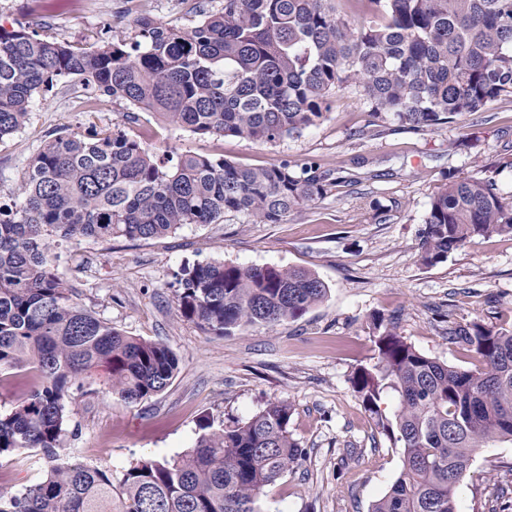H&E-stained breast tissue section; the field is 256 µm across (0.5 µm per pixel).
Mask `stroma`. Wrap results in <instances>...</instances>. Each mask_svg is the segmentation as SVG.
I'll list each match as a JSON object with an SVG mask.
<instances>
[{
	"label": "stroma",
	"instance_id": "1",
	"mask_svg": "<svg viewBox=\"0 0 512 512\" xmlns=\"http://www.w3.org/2000/svg\"><path fill=\"white\" fill-rule=\"evenodd\" d=\"M224 0H145L144 12L182 27ZM38 15L36 31L72 43L131 33L129 0H0V25ZM59 79L35 95L19 133L0 141V203L14 200L31 157L58 135L90 125L122 130L168 158L218 155L246 167L314 162L336 175L316 203L281 223L237 214L219 224H187L165 237L66 243L54 251L58 273L77 288L75 302L130 336L166 344L178 357L171 384L137 404L113 396L107 367L76 381L66 400L64 446L85 463L121 476L141 459L171 460L193 448L203 424L246 420L267 403L294 407L290 431L306 456L259 503L260 512H369L402 469L393 447L365 412L350 379L374 363L373 317L399 315L398 332L420 352L471 369L476 358L449 344V324L479 321L512 331V235L478 237L440 264H422L420 232L429 202L448 175L493 178L512 200V95L430 130L377 120L358 87L333 93L330 109L301 135L266 144L197 135L109 101L94 117ZM354 176L341 181V172ZM219 260L304 268L327 285L325 298L275 328L210 334L183 319L176 293L184 270ZM36 386L31 368L0 371V413ZM46 472L37 455L0 457V492L19 493ZM458 512H512V442L488 443L455 493Z\"/></svg>",
	"mask_w": 512,
	"mask_h": 512
}]
</instances>
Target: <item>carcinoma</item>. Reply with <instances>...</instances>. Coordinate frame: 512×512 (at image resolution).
Wrapping results in <instances>:
<instances>
[{
  "label": "carcinoma",
  "instance_id": "obj_1",
  "mask_svg": "<svg viewBox=\"0 0 512 512\" xmlns=\"http://www.w3.org/2000/svg\"><path fill=\"white\" fill-rule=\"evenodd\" d=\"M357 18L354 26L340 15ZM76 77L199 135L276 143L316 125L331 94L355 83L370 115L435 128L512 94V0H224L191 27L142 15L117 42L72 45L0 27V140L23 129L36 94ZM331 172L287 161L248 168L186 153L173 165L111 128L46 142L19 194L0 205V370L32 365L41 384L0 415V456L33 450L46 476L0 512H258L304 451L293 407L275 400L246 422L200 435L185 455L112 471L70 458L62 441L71 386L99 364L112 394L136 404L164 391L178 367L165 344L128 336L79 307L52 264L61 241L148 240L185 224L241 214L278 224L325 197ZM421 230V261L441 263L476 237L512 234V202L491 180L448 181ZM327 286L297 268L198 264L180 280L181 317L217 336L274 328L320 302ZM377 361L351 384L376 425L403 448V467L370 512H457L455 493L479 449L512 441V331L448 328L481 361L461 369L425 355L373 318ZM394 402L391 413L381 409Z\"/></svg>",
  "mask_w": 512,
  "mask_h": 512
}]
</instances>
